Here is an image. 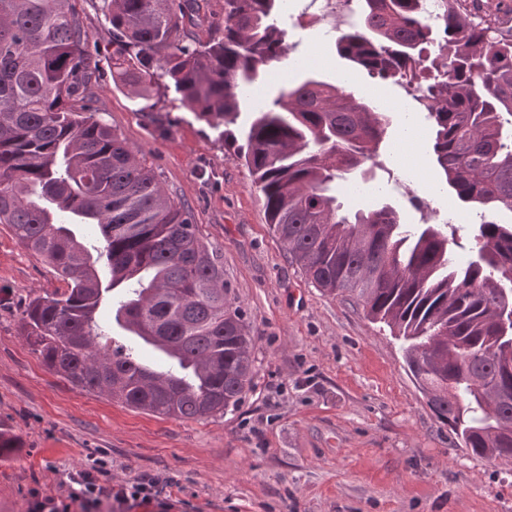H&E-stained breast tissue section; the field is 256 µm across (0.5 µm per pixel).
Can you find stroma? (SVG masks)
Here are the masks:
<instances>
[{"label": "stroma", "mask_w": 512, "mask_h": 512, "mask_svg": "<svg viewBox=\"0 0 512 512\" xmlns=\"http://www.w3.org/2000/svg\"><path fill=\"white\" fill-rule=\"evenodd\" d=\"M329 81L351 64L314 28ZM91 87L99 112L186 207L216 247L224 282L254 337L255 374L217 419L158 417L73 388L19 331L30 297L59 287L50 268L0 224V512H33V492L79 512L69 476L96 465L117 483L143 474L155 502L115 512H512V463L472 455L432 412L400 341L351 301L325 294L270 229L243 161L168 95L144 111L107 61Z\"/></svg>", "instance_id": "1"}]
</instances>
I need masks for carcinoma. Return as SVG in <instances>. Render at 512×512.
Returning a JSON list of instances; mask_svg holds the SVG:
<instances>
[{"mask_svg":"<svg viewBox=\"0 0 512 512\" xmlns=\"http://www.w3.org/2000/svg\"><path fill=\"white\" fill-rule=\"evenodd\" d=\"M335 46L355 68L400 83L434 130L433 161L458 205L512 213V34L444 0L447 39L420 0H352ZM112 80L154 109L169 91L244 160L267 223L316 287L361 305L407 342L428 405L480 458L512 460V221L485 218L456 258L440 224L396 207L347 209L342 187L393 135L388 110L317 69L284 84L238 127L245 97L288 58L286 0H102ZM73 0H0V224L62 288L30 298L26 343L72 387L157 416L222 418L254 377L253 337L224 288V263L184 206L124 138L90 110L99 70ZM81 108H75V104ZM73 224H93L91 250ZM165 355L163 371L112 344L99 309Z\"/></svg>","mask_w":512,"mask_h":512,"instance_id":"cac0c4a2","label":"carcinoma"}]
</instances>
